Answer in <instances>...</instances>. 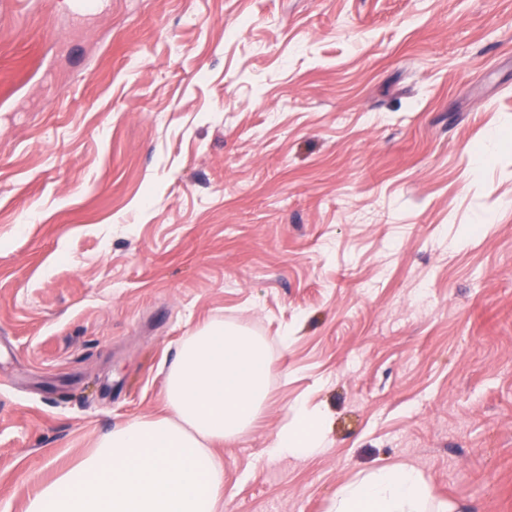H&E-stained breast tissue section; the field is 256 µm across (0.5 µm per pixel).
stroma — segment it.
<instances>
[{"label":"stroma","instance_id":"35a3bbf8","mask_svg":"<svg viewBox=\"0 0 512 512\" xmlns=\"http://www.w3.org/2000/svg\"><path fill=\"white\" fill-rule=\"evenodd\" d=\"M213 320L271 365L229 512L398 465L512 512V0H0V512ZM318 420V416L312 415L304 407H296L291 425L288 426L287 422L282 426L273 448H270L271 453L296 455L318 450L323 443Z\"/></svg>","mask_w":512,"mask_h":512}]
</instances>
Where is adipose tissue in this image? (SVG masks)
<instances>
[{
	"mask_svg": "<svg viewBox=\"0 0 512 512\" xmlns=\"http://www.w3.org/2000/svg\"><path fill=\"white\" fill-rule=\"evenodd\" d=\"M263 344L213 321L183 338L166 379V415L112 429L32 500L29 512H224V465L213 444L239 436L264 407ZM318 418L293 411L272 448L315 452ZM414 467H383L336 489L333 512H448Z\"/></svg>",
	"mask_w": 512,
	"mask_h": 512,
	"instance_id": "1",
	"label": "adipose tissue"
}]
</instances>
